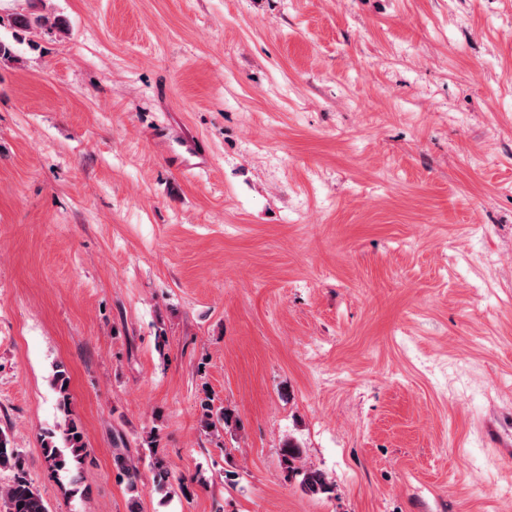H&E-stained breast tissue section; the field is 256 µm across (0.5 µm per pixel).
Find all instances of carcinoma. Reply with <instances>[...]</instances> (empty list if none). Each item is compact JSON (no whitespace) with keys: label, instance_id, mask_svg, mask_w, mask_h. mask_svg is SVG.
<instances>
[{"label":"carcinoma","instance_id":"cac0c4a2","mask_svg":"<svg viewBox=\"0 0 512 512\" xmlns=\"http://www.w3.org/2000/svg\"><path fill=\"white\" fill-rule=\"evenodd\" d=\"M13 27L22 33H34L50 25V19L38 15H17L12 19ZM52 386L58 397V405L63 413L60 435H48L42 440L45 460L52 470L68 477L69 492H75L78 484V469L87 456L85 433L81 421L75 416L70 402V376L67 369L58 365L52 375ZM286 468L301 476V487L310 495L330 491L327 477L321 471L299 468L296 462L300 458L299 447L289 441L282 448ZM117 469L127 478V489L131 493L132 510L138 512V469L131 460L118 456L115 458ZM21 470L22 457L18 449L11 446L8 437L0 433V469ZM0 512H50L48 503L24 476H17L13 483L0 488Z\"/></svg>","mask_w":512,"mask_h":512}]
</instances>
